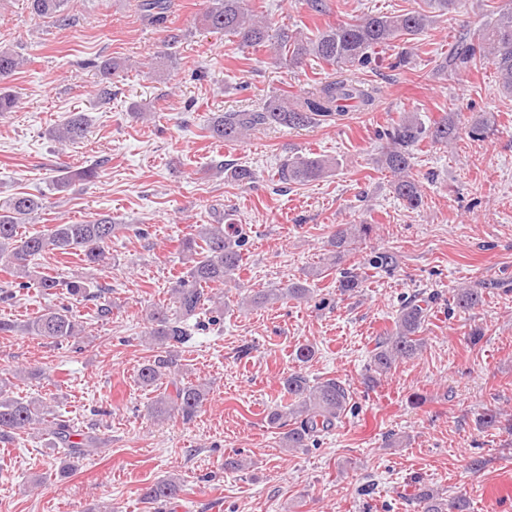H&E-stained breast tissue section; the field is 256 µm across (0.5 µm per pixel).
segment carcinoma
<instances>
[{
    "instance_id": "1",
    "label": "carcinoma",
    "mask_w": 512,
    "mask_h": 512,
    "mask_svg": "<svg viewBox=\"0 0 512 512\" xmlns=\"http://www.w3.org/2000/svg\"><path fill=\"white\" fill-rule=\"evenodd\" d=\"M66 0H28L31 13L38 18H54L66 24L63 14ZM425 6L398 15L369 14L348 23L329 25L314 37L291 33L286 28H272L263 16L246 12L243 0H207L202 15L206 29L236 39L242 49L266 48L274 63L281 68H294L304 59L313 57L341 72L351 68H365L376 61V55L391 46L393 41L410 38L431 27L437 14H448L458 7L459 0H423ZM170 0H140L137 8L142 20L161 28L170 11ZM179 35L170 33L163 40L166 51L151 63L157 74L173 62L172 49ZM487 59L495 67L499 88L512 96V7L498 11L495 19L484 24L478 38L467 33L457 35L440 69L452 77L477 62ZM22 59L14 51L0 46V84L19 68ZM375 101V89L347 76L331 77L313 85L293 105L283 95H271L251 110L222 112L209 126L211 137L224 142H239L252 132L266 127L301 128L322 121H331L346 115L351 107L368 108ZM89 120L83 112H69L49 131V137L65 145L85 137ZM389 149L379 164L392 176L396 196L411 208L422 201V185L411 172L413 150L427 141L448 147L459 137V126L451 116H445L425 127L412 112L404 113L387 130ZM335 162L320 157L294 156L285 159L277 170L283 184L305 183L325 177ZM97 165L78 169L73 176L89 180L97 177ZM71 176V177H73ZM65 176L53 181V190L65 191L71 183ZM47 197L18 193L0 203V267L19 279L17 287L31 285L46 294L58 291L74 298L98 300L105 297L108 288L82 280H61L56 276L32 277L29 263L45 254L76 256L86 265L106 264L112 239L129 229L127 224H114L103 217L76 224H52L33 235H22L19 228L33 214L43 208ZM373 231L371 224H338L327 240L323 261L340 268L338 288L344 295H352L360 288L365 269L390 271L395 267L394 256L375 252L360 266L342 267L346 257ZM244 238L232 225L197 224L192 233L181 240V253L187 267L171 289L173 313L159 307L149 313L151 326L145 332L156 353L141 365L138 384L155 393L149 413L156 421L178 415L189 424L208 401V387L198 382H181L172 373L181 366V352L191 340L188 321L207 309L213 314L211 322L224 316V305L214 300L206 289L213 284H224L233 279L243 260ZM311 296V288L297 280L283 288L257 290L247 295L242 304L261 307L285 300H304ZM483 288L479 284L460 286L452 291L450 305L469 311L479 305ZM438 299V294L417 292L409 295L397 314L394 329L375 340L371 350L364 384L375 385L402 362L415 358L424 347L420 336L423 325ZM1 334L33 336L55 344L70 342L85 333L81 316L69 305L48 308L33 319L21 324L0 320ZM314 348L301 344L294 349L293 360L298 369L283 378L282 385L290 403H275L267 412L269 425L287 428L283 433V447L290 450L309 448L318 438L336 427L352 401L351 385L338 378L310 379L304 371L312 361ZM13 382L0 378V439L28 428L44 429L66 450L64 465L90 455L102 444V439L89 433H79L64 419L59 418L41 397L20 399L13 395ZM182 492L180 479L171 474L141 488L140 497L146 503L164 502ZM418 512H464L465 501H448L434 488L419 490L416 499Z\"/></svg>"
}]
</instances>
